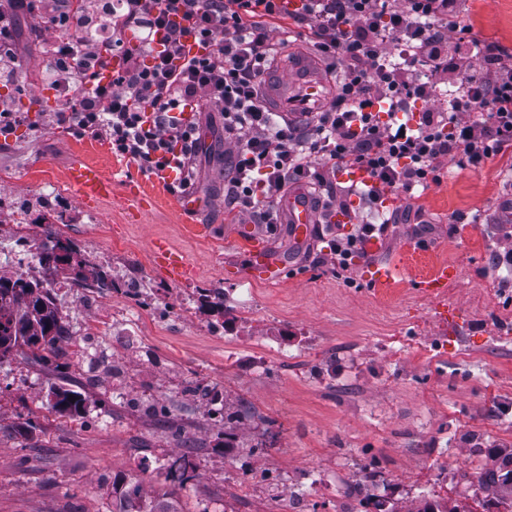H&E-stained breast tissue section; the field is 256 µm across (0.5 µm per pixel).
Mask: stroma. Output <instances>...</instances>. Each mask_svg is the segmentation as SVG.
Returning a JSON list of instances; mask_svg holds the SVG:
<instances>
[{"instance_id":"obj_1","label":"stroma","mask_w":512,"mask_h":512,"mask_svg":"<svg viewBox=\"0 0 512 512\" xmlns=\"http://www.w3.org/2000/svg\"><path fill=\"white\" fill-rule=\"evenodd\" d=\"M460 13L473 38L512 52V0H461ZM46 50L21 40L23 85L8 91L30 120L0 132V248L41 246L48 218L39 194L54 192L58 231L75 244L85 274L98 270L97 256H109L113 279L138 277L147 294L180 313L151 317L123 292L84 304L57 296L67 335L91 340L79 354L58 342V356L44 363L20 354L0 360V512H116L115 488L139 473L146 503L165 497L179 512H248L239 476L261 463L284 477L285 498L303 497L310 512H336L358 484L363 458L393 480L394 512H416L429 477L459 512L497 501L493 492L464 489L457 472L437 463L445 455L466 460L479 446L491 465L512 452V335L499 332L512 272L491 262L492 219L512 200V153L478 170L446 161L439 182L412 197L391 194L383 207L337 182L353 212L394 224L382 259L408 257L422 274L443 264L457 270L437 298L410 280L375 285L368 255L356 257L347 281L330 270L318 237L248 233L225 214L221 128L201 139L194 192L204 206L189 216L165 180L143 174L105 141L56 129ZM78 156L138 182L151 208L132 212L120 186L110 200L80 203L65 178ZM410 209L428 224L423 241L411 236ZM459 214L471 221L451 230ZM156 241L188 260L187 279L172 281L152 266ZM258 243L286 270L278 284L248 274ZM217 321L220 337L210 332ZM121 325L130 338L116 351L112 336ZM403 336L410 344H400ZM258 357L264 369L251 370ZM56 386L80 396L79 415L54 410ZM206 389L244 413L232 426L236 470L224 468V430L210 417ZM170 456L189 457L199 480H169L161 464ZM312 468L339 473L337 486L313 492Z\"/></svg>"}]
</instances>
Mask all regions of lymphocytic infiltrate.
Instances as JSON below:
<instances>
[{
  "label": "lymphocytic infiltrate",
  "mask_w": 512,
  "mask_h": 512,
  "mask_svg": "<svg viewBox=\"0 0 512 512\" xmlns=\"http://www.w3.org/2000/svg\"><path fill=\"white\" fill-rule=\"evenodd\" d=\"M96 0H0V80H15L19 58L13 12L52 34L43 67L52 86H75L76 100L55 114L58 129L106 141L147 175L175 172L170 192L189 194L202 112L217 114L234 159L224 209L266 233L280 222L277 203L293 188L321 187L325 207L347 203L335 192L339 170L371 178L365 195L412 193L439 181L445 159L477 169L512 149V56L470 40L458 0H112V39L84 27L67 38L72 14ZM144 29L140 43L125 34ZM311 42L345 69L331 100L305 126L278 120L260 84L289 35ZM482 69L473 66L474 57ZM446 109L398 115L442 87ZM388 229L368 221L328 243L338 276L354 255Z\"/></svg>",
  "instance_id": "obj_1"
}]
</instances>
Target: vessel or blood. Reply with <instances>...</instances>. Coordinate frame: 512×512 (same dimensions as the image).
<instances>
[{
    "instance_id": "vessel-or-blood-1",
    "label": "vessel or blood",
    "mask_w": 512,
    "mask_h": 512,
    "mask_svg": "<svg viewBox=\"0 0 512 512\" xmlns=\"http://www.w3.org/2000/svg\"><path fill=\"white\" fill-rule=\"evenodd\" d=\"M329 88L327 75L320 63L306 53L290 55L285 70L270 74L265 82V103L271 110L287 118L300 117L301 113L317 107ZM67 182L77 199L84 204H96L111 198L115 181L97 167L82 160L73 161L67 169ZM282 223L291 225L295 237L305 239L318 220V212L304 192L288 194L278 205ZM255 272L268 282L283 276L281 265L256 251L251 255ZM153 265L175 281L183 280L190 272L180 256L164 246L154 249ZM453 268L444 266L431 276L417 279L421 292L430 297L440 296L449 278L455 277ZM413 278L412 269L402 263H377L372 267L371 279L379 284L393 278ZM415 278V277H414Z\"/></svg>"
}]
</instances>
